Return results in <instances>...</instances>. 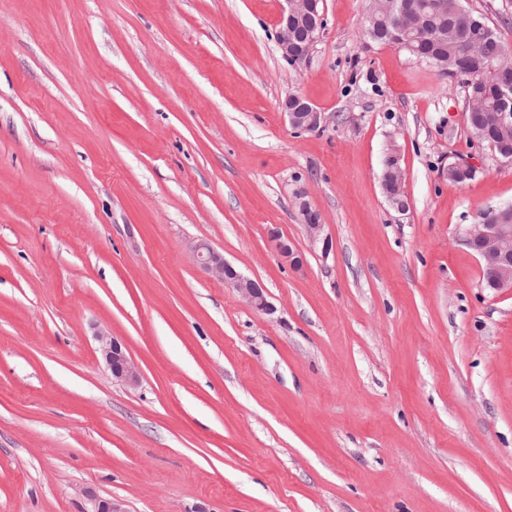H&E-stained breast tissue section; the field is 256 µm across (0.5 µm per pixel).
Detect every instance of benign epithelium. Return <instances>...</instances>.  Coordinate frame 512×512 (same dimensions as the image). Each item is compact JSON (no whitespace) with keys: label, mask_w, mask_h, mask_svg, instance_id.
<instances>
[{"label":"benign epithelium","mask_w":512,"mask_h":512,"mask_svg":"<svg viewBox=\"0 0 512 512\" xmlns=\"http://www.w3.org/2000/svg\"><path fill=\"white\" fill-rule=\"evenodd\" d=\"M277 34V44L282 57L295 65L302 64L309 56L314 45L325 33L327 27L323 0H284ZM397 0H384V13L396 14L397 27L400 30H412L424 24L422 15L412 13L404 7H396ZM284 111L292 128L301 131H315L322 127L325 115L315 105L301 95L292 94L284 101ZM500 128L512 126L511 112H493L487 115L480 126ZM385 190L388 198L400 210L406 209L402 200L403 173L399 158L392 154L387 158ZM301 214L309 238L312 242L322 241L323 251H328L329 240L321 238L322 225L318 215L311 211L307 203H301ZM272 240L280 256L294 266L303 263V256L294 251L288 240L276 232ZM466 244L483 262L489 280L493 286L512 288V223L472 224L466 232ZM198 257L203 268L214 280L234 289L257 311L268 312L271 306L267 301L265 288L257 281L241 276L224 257L215 252L209 244L197 245ZM99 350L119 382L135 385L140 373L137 365L127 352L126 346L118 338L106 331L96 334Z\"/></svg>","instance_id":"benign-epithelium-1"}]
</instances>
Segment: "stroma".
I'll return each instance as SVG.
<instances>
[{
    "label": "stroma",
    "mask_w": 512,
    "mask_h": 512,
    "mask_svg": "<svg viewBox=\"0 0 512 512\" xmlns=\"http://www.w3.org/2000/svg\"><path fill=\"white\" fill-rule=\"evenodd\" d=\"M462 3L512 51V0ZM283 4L0 0V512H512V288L465 242L512 162L459 79L366 36L370 0H325L297 67ZM294 93L323 129L289 126ZM385 176V190L388 198L393 204H396L400 210H405L406 202L401 198L403 173L399 164V158L394 154H391L387 158ZM198 257L203 268L214 280L235 288L249 305L257 311L268 312L271 306L267 301L265 288L257 281L244 278L224 257L215 252L206 242L197 245ZM96 339L113 378L128 385H136L139 382L140 373L124 343L102 330L96 334Z\"/></svg>",
    "instance_id": "stroma-1"
}]
</instances>
